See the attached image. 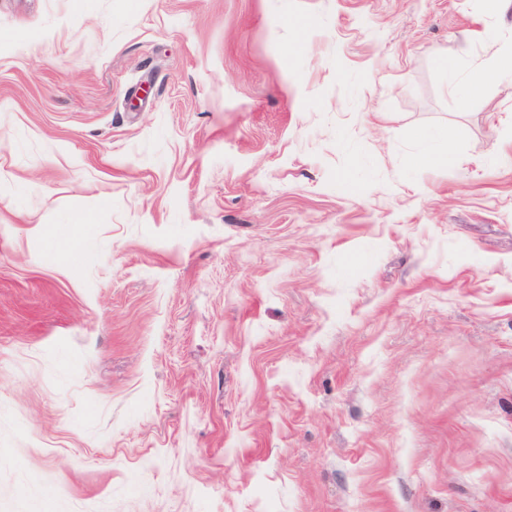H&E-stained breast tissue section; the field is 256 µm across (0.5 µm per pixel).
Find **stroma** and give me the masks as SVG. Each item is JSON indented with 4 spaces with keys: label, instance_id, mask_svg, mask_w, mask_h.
<instances>
[{
    "label": "stroma",
    "instance_id": "obj_1",
    "mask_svg": "<svg viewBox=\"0 0 512 512\" xmlns=\"http://www.w3.org/2000/svg\"><path fill=\"white\" fill-rule=\"evenodd\" d=\"M510 43L0 0V512H512V70L463 109L439 66Z\"/></svg>",
    "mask_w": 512,
    "mask_h": 512
}]
</instances>
